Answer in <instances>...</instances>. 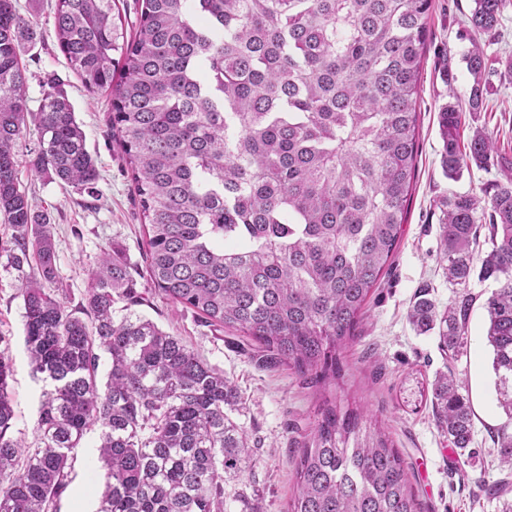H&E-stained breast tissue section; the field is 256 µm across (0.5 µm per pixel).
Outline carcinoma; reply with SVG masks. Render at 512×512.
Wrapping results in <instances>:
<instances>
[{
    "label": "carcinoma",
    "instance_id": "cac0c4a2",
    "mask_svg": "<svg viewBox=\"0 0 512 512\" xmlns=\"http://www.w3.org/2000/svg\"><path fill=\"white\" fill-rule=\"evenodd\" d=\"M114 0H56L54 34L70 69L111 107L139 197L146 273L162 295L207 326L240 333L265 367L287 366L310 388L340 378L368 297L400 244L415 178L420 74L431 0H139L135 31ZM509 0H474L472 28L493 36ZM39 16L0 0V222L21 274L24 343L43 383L34 441L12 436V360L0 349V512H57L72 450L99 430L105 489L98 512H224V483L258 463L229 417L235 382L180 337L137 312L139 268L104 250L84 302L50 285V216L19 178L17 144L39 137V177L94 193L99 171L63 86L29 107L27 46ZM469 111L487 95L488 59L473 42ZM441 165L495 169L492 193L448 197L440 262L466 289L475 266L498 288L487 301L500 461L512 467V157L465 125L459 104L438 112ZM488 226L489 249L477 234ZM126 302L115 318L114 305ZM473 297L444 312L420 295L408 312L438 329L451 360L467 346ZM109 367L99 376L102 357ZM435 425L453 447L472 441L473 412L453 369L435 374ZM488 498L503 480H478ZM285 512H420L410 468L377 417L324 400L304 437Z\"/></svg>",
    "mask_w": 512,
    "mask_h": 512
}]
</instances>
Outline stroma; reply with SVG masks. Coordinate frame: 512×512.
Masks as SVG:
<instances>
[{
	"label": "stroma",
	"instance_id": "35a3bbf8",
	"mask_svg": "<svg viewBox=\"0 0 512 512\" xmlns=\"http://www.w3.org/2000/svg\"><path fill=\"white\" fill-rule=\"evenodd\" d=\"M54 3L18 0L21 13L40 12L37 38L24 55L29 106L38 108L44 81L63 83L87 147L97 160L98 194L91 197L35 177L27 166L38 148V135L31 127L19 142V177L35 208L47 212L56 226L57 285L68 306L74 307L84 298L89 272L102 250L118 249L129 264L143 266V228L124 156L110 136L108 101L105 95L88 93L69 69L54 37ZM472 7L473 0H432L416 106L419 147L414 189L394 262L370 295L359 338L347 353L344 377L336 386L338 404L364 406L388 428L410 467L422 512H502L504 502L512 503V492L505 499H492L484 497L477 485L478 478L493 480L502 474L494 438L506 416L498 405L493 353L486 340L485 302L495 282L470 279L474 302L467 347L458 361L448 362L438 348L436 332L417 333L407 317L420 291H428L441 309L455 298L439 260V224L449 194L481 193L496 177L495 172L473 167L451 180L441 167L438 112L445 103L463 104L469 97L465 57L472 47L473 33L467 23ZM485 51L489 93L483 110L467 115L466 122L496 139L502 153L512 155V81L500 76L503 61L512 58V5L504 11L498 35ZM9 240V230L0 223V334L10 339L13 362L12 434L29 442L37 427L42 384L33 376L24 346L21 281L7 264ZM136 290L146 299L139 313L181 337L238 387L241 404L234 418L257 441L259 463L240 478L227 480L226 512H241L243 494L254 498L261 512H283L293 492V451L319 417V396L288 367L260 368L241 336L202 325L191 310L156 291L149 277L139 278ZM448 366L464 382L474 413L472 442L462 456L437 429L430 404L416 392L417 381H432L436 371ZM97 442L93 431L74 449L72 481L60 497L58 512H96L105 484Z\"/></svg>",
	"mask_w": 512,
	"mask_h": 512
}]
</instances>
